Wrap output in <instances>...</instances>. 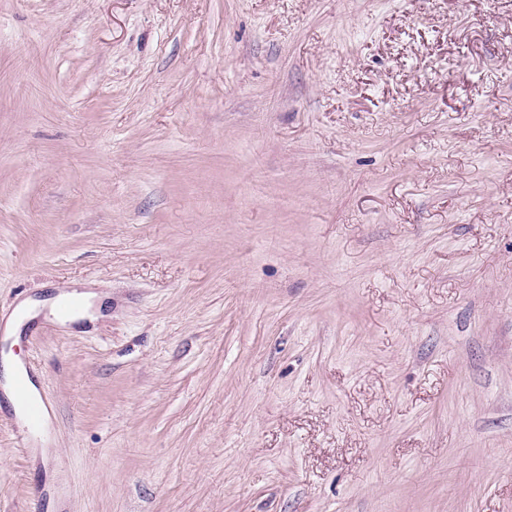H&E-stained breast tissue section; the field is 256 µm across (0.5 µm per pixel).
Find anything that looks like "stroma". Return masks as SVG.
Wrapping results in <instances>:
<instances>
[{
	"label": "stroma",
	"mask_w": 512,
	"mask_h": 512,
	"mask_svg": "<svg viewBox=\"0 0 512 512\" xmlns=\"http://www.w3.org/2000/svg\"><path fill=\"white\" fill-rule=\"evenodd\" d=\"M0 512H512V0H0ZM67 297L68 296L66 294H60L53 299L43 302L34 301L31 299L20 302L4 325L5 336H19L18 334L24 323L33 320L39 315L37 310L40 305H48L50 313L55 315V309L57 305ZM3 366H4V392L11 402L16 413H19L20 410L16 404L15 399L18 403L24 408L25 412V420L26 424H24L21 436V446L27 447L29 444V439L32 434L35 433L42 421L44 425L47 427L49 424V413L45 411L44 413V403L43 401L34 398L31 395V386H30V378L28 376H20L13 383V394H12V382L16 378V376L23 372V368L20 360L13 355L12 351L3 352ZM15 398V399H14Z\"/></svg>",
	"instance_id": "obj_1"
}]
</instances>
